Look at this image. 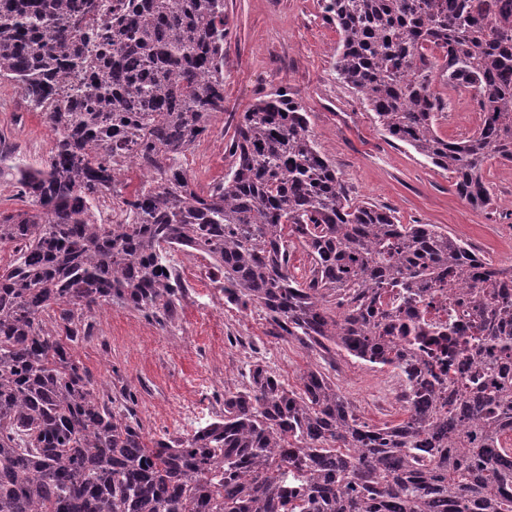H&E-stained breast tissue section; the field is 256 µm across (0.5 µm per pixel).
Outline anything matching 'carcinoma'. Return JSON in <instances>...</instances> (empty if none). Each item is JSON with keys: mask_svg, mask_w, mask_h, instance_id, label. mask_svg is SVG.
Returning a JSON list of instances; mask_svg holds the SVG:
<instances>
[{"mask_svg": "<svg viewBox=\"0 0 512 512\" xmlns=\"http://www.w3.org/2000/svg\"><path fill=\"white\" fill-rule=\"evenodd\" d=\"M338 79L382 130L491 205L484 169L512 167V14L492 0H322ZM224 0H0V81L46 115L45 164H7L26 208L0 212V512H512V264L435 224H398L351 202L302 105L257 100L232 166L199 190L182 157L224 114ZM470 91L482 120L435 127L436 79ZM155 177L126 192L116 158ZM117 197L129 220L100 224ZM308 273L290 269V246ZM177 250L208 258L224 301L264 310L269 334L389 368L402 417L359 421L329 376L300 390L265 366L224 391V413L187 438L146 436L131 395L115 405L71 347L84 315L120 304L170 320L187 285ZM458 282L480 336L462 346L425 318V292ZM464 355L474 386L423 363Z\"/></svg>", "mask_w": 512, "mask_h": 512, "instance_id": "1", "label": "carcinoma"}]
</instances>
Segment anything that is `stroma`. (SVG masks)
<instances>
[{
	"mask_svg": "<svg viewBox=\"0 0 512 512\" xmlns=\"http://www.w3.org/2000/svg\"><path fill=\"white\" fill-rule=\"evenodd\" d=\"M224 116L183 161L198 186L224 178L225 151L235 126L258 98L287 90L308 115L321 151L335 165L350 199L386 208L400 224H434L462 239L476 254L512 264V169L490 164L484 178L492 204L471 207L451 189L448 173L409 146L384 134L374 112L339 82L333 68L340 34L321 0H224ZM482 115L472 100H450L436 120L448 139L468 136ZM21 160L44 164L54 138L44 113L28 110L21 95L0 81V134ZM189 285L173 320L159 323L112 304L87 314L91 334L75 345L74 357L100 392L132 393L134 409L150 437H188L224 410L226 390L249 383L262 364L296 389L309 368H319L355 407L359 420L381 426L395 419L396 378L340 352L328 358L269 335L261 308L225 303L198 254L173 255Z\"/></svg>",
	"mask_w": 512,
	"mask_h": 512,
	"instance_id": "1",
	"label": "stroma"
}]
</instances>
